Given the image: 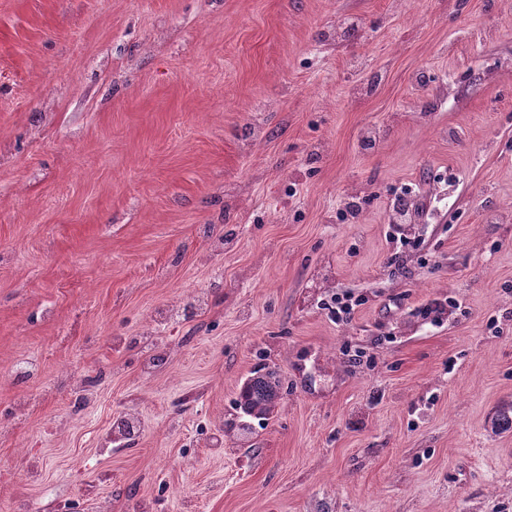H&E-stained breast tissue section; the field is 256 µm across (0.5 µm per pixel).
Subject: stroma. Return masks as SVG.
I'll return each instance as SVG.
<instances>
[{"label":"stroma","mask_w":512,"mask_h":512,"mask_svg":"<svg viewBox=\"0 0 512 512\" xmlns=\"http://www.w3.org/2000/svg\"><path fill=\"white\" fill-rule=\"evenodd\" d=\"M507 405L512 0H0V512H512ZM364 298L357 297L353 299L350 294H343L340 296L338 293L333 294L331 303L328 304V310L338 322H349L352 318L353 312L357 306L364 303ZM280 393L281 382L278 374L273 370L259 369L243 383L236 406L245 416L267 418L273 413Z\"/></svg>","instance_id":"stroma-1"}]
</instances>
